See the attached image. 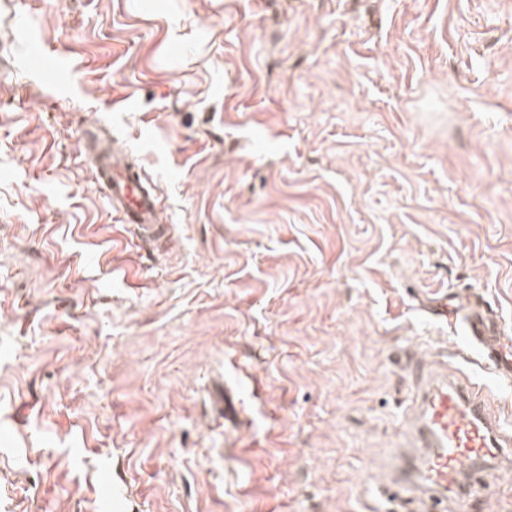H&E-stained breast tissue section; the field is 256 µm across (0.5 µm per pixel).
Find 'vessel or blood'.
<instances>
[{
    "mask_svg": "<svg viewBox=\"0 0 512 512\" xmlns=\"http://www.w3.org/2000/svg\"><path fill=\"white\" fill-rule=\"evenodd\" d=\"M96 183L107 195L121 223L165 234L159 199L143 170L126 154L111 147L91 152ZM435 316L462 324L472 341L493 335L494 324L478 302L454 304L439 301ZM414 391L405 418L406 444L388 470V490L408 493L411 501L437 512L446 501L459 512H472L473 504H486L474 484L475 465L512 453V435L507 434L494 409L492 395L475 383L465 385L448 378V363L430 365L415 359L410 363Z\"/></svg>",
    "mask_w": 512,
    "mask_h": 512,
    "instance_id": "vessel-or-blood-1",
    "label": "vessel or blood"
}]
</instances>
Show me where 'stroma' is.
Masks as SVG:
<instances>
[{"instance_id":"35a3bbf8","label":"stroma","mask_w":512,"mask_h":512,"mask_svg":"<svg viewBox=\"0 0 512 512\" xmlns=\"http://www.w3.org/2000/svg\"><path fill=\"white\" fill-rule=\"evenodd\" d=\"M445 295L512 343V0H0V512H394L410 358L512 423ZM86 155L96 168V184L107 195L112 210L121 215V224L151 229L154 237H163L166 226L160 202L143 170L129 162L128 155L111 147ZM452 301L448 302V297L439 301L433 308V314L436 317H445L447 321L449 316L452 318V325L461 323L467 336L475 342L482 343L484 336L496 334L493 322L478 302L469 300L452 304Z\"/></svg>"}]
</instances>
